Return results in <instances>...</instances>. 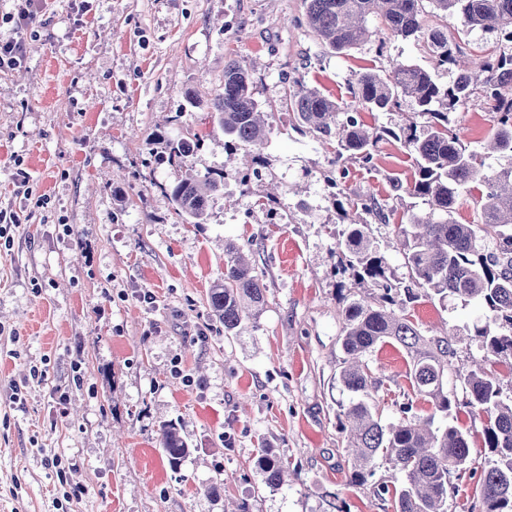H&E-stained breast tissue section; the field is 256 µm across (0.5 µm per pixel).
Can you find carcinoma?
I'll return each mask as SVG.
<instances>
[{"mask_svg": "<svg viewBox=\"0 0 512 512\" xmlns=\"http://www.w3.org/2000/svg\"><path fill=\"white\" fill-rule=\"evenodd\" d=\"M306 21L330 52L344 54L368 41L375 32L371 18L382 31L403 39L426 37L437 66L455 69L451 84L439 83L416 64L395 61L385 73L375 69L355 78L353 100L339 101L319 88L300 83L285 89L282 101L297 121L323 137L336 138V165L351 153L367 161L380 132L361 123V111L390 112L400 97L410 98L416 112L428 117L427 125L411 123L391 135L414 159V172L405 183L392 179L396 192L422 200L424 214H413L398 225L397 241L414 279L405 291L407 301L438 295L464 303L481 302L490 312L488 321L475 328L487 351L496 356L512 377V169L483 172V157L469 149L451 125L450 115L477 94L491 102L494 125L489 148L512 155V0H305ZM456 19L461 31L480 30L497 40L496 53L486 59L462 58L458 44L438 27L426 26V17ZM213 123L229 138L228 145L257 148L266 138L265 123L254 98L248 69L238 60L224 65L222 90L209 101ZM482 186L480 219L461 224L454 217L460 195ZM224 190V172L189 174L168 187L176 210L191 223L206 218L210 199ZM362 210L380 224L389 215L375 199L361 203ZM370 222L352 224L341 233L347 252V270L354 285L378 289L346 303L342 308V347L345 358L339 382L353 394L341 406L352 480L364 484L375 475L376 459L386 457L392 482L377 491L389 495L395 512H448V480L474 462L469 435L454 425L433 427L435 414H448L452 401L443 379L452 366L454 350L448 336H424L404 314L387 277L383 253L368 236ZM489 241L493 248L480 245ZM266 284L254 274L248 258L238 249L227 250L224 281L209 289L210 315L224 324V334L234 335L244 317L255 316L265 303ZM390 344L403 353L415 397L430 403L433 414L413 413V402L399 407L402 417L384 426L374 395L383 386L367 357ZM466 390L465 406L486 414L483 448L493 456L481 469L479 496L483 512H512V384L504 387L501 375L474 363L460 371ZM161 447L171 469L177 470L191 448L172 423L161 427ZM256 467L265 483L275 488L284 482L286 467L276 455L261 450Z\"/></svg>", "mask_w": 512, "mask_h": 512, "instance_id": "cac0c4a2", "label": "carcinoma"}]
</instances>
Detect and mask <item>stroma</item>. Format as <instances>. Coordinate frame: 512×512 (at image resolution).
I'll use <instances>...</instances> for the list:
<instances>
[{
    "instance_id": "1",
    "label": "stroma",
    "mask_w": 512,
    "mask_h": 512,
    "mask_svg": "<svg viewBox=\"0 0 512 512\" xmlns=\"http://www.w3.org/2000/svg\"><path fill=\"white\" fill-rule=\"evenodd\" d=\"M20 36L21 67L0 72V209L20 217L0 245V512H392L376 494L388 461L353 483L340 431V311L354 290L337 238L360 212L339 211L325 185L340 178L350 198L391 211L370 239L402 287L412 274L395 226L425 206L388 179H409L413 160L385 138L371 163L338 169L335 139L281 100L298 81L348 95L355 72L395 60L443 84L453 70L391 36L330 53L304 0H40ZM231 59L255 61L267 114L255 174L205 107ZM176 116L202 138L184 159L156 138ZM452 124L476 150L493 118L478 97ZM210 169L224 192L189 223L164 188ZM231 244L267 286L235 336L207 305ZM407 312L424 335L447 330L455 364L486 359L482 304L424 297ZM369 361L382 421H396L411 395L404 357L387 344ZM444 388L481 447L486 421L464 407L461 378ZM167 422L194 450L175 472ZM264 448L288 469L282 486L255 466Z\"/></svg>"
}]
</instances>
